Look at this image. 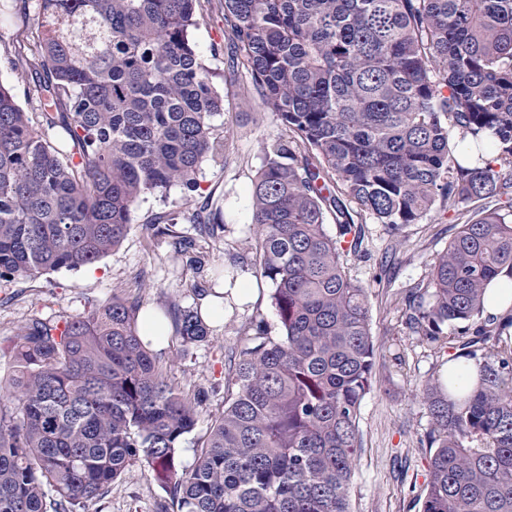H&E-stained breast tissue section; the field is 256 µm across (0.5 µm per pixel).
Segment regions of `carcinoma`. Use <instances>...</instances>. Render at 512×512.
<instances>
[{
  "label": "carcinoma",
  "mask_w": 512,
  "mask_h": 512,
  "mask_svg": "<svg viewBox=\"0 0 512 512\" xmlns=\"http://www.w3.org/2000/svg\"><path fill=\"white\" fill-rule=\"evenodd\" d=\"M196 2L37 0L38 126L0 85V276L91 265L122 242L143 194L197 189L223 146V105L190 37ZM224 25L288 129L263 146L252 194L282 335L253 327L186 472L178 445L202 399L167 382L139 335L140 301L29 319L12 347L17 405L0 411V512H75L137 463L170 494L160 512H349L376 349L343 254L367 217L395 234L436 205L512 192V0H224ZM175 226L160 214L147 229L182 253L193 240ZM500 275L512 278V219L481 208L410 292L406 325L443 341L483 314ZM176 332L208 337L196 309ZM492 335L477 327L451 359H475ZM421 398L423 512H512V350H489L468 394L428 382Z\"/></svg>",
  "instance_id": "obj_1"
}]
</instances>
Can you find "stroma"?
Here are the masks:
<instances>
[{
  "instance_id": "stroma-1",
  "label": "stroma",
  "mask_w": 512,
  "mask_h": 512,
  "mask_svg": "<svg viewBox=\"0 0 512 512\" xmlns=\"http://www.w3.org/2000/svg\"><path fill=\"white\" fill-rule=\"evenodd\" d=\"M198 24L190 36L198 54L214 74L224 97V112L215 117L224 136L221 156L201 165L200 187L189 192L173 186L166 195H142L131 212L129 230L112 252L78 270L48 271L35 278L0 279V376L10 374V346L30 318L55 321L98 307L112 298L139 299L143 309L164 317L177 310L204 307L206 298L223 288L216 274L233 268L237 279L252 290L241 303L224 300V321L208 327L207 342L184 344L169 335L152 351L168 380L187 397L202 396L193 430L182 439L177 463L189 471L196 464L210 426L224 409V376L251 325L264 321L269 336L282 330L271 300V283L260 274L256 258L252 189L263 162L264 143L286 136L277 117L265 110L248 74L236 59L224 26V0H198ZM37 9L0 17V84L13 89L29 114L37 106L24 91L31 84ZM218 217L224 230L218 239L200 236L192 212ZM475 204L453 210L433 208L419 223L399 234L367 222L359 251L346 253L344 263L354 283L365 288L376 345L372 390L361 404V451L354 467L350 512H422L429 450L425 434L431 426L418 393L436 381L450 349L422 343L404 324V296L427 279L461 224L473 217ZM176 215V229L194 238L193 250L175 254L168 236L148 231L158 214ZM167 495L146 467L133 466L113 482L99 500L79 512H156Z\"/></svg>"
}]
</instances>
